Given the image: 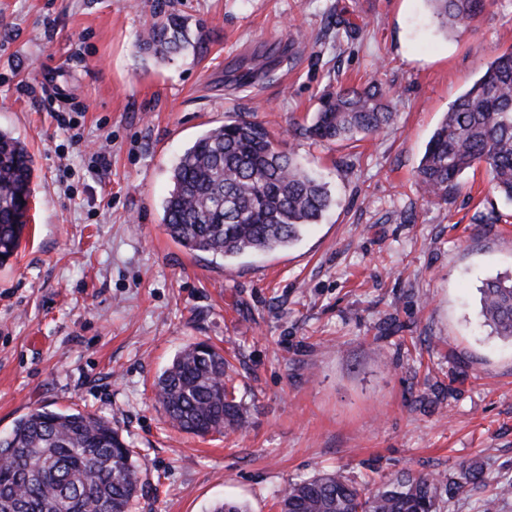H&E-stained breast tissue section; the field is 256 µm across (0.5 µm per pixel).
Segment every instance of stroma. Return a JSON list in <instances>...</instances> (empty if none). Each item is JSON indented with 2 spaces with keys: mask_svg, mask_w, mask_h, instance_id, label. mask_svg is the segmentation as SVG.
Returning <instances> with one entry per match:
<instances>
[{
  "mask_svg": "<svg viewBox=\"0 0 512 512\" xmlns=\"http://www.w3.org/2000/svg\"><path fill=\"white\" fill-rule=\"evenodd\" d=\"M163 13L200 49L139 50ZM510 47L512 0L448 34L425 0H0V128L35 161L0 267V436L35 408L111 420L140 469L132 512H280L288 484L334 470L369 489L434 473L442 512L491 497L512 512V341L479 313L484 282L512 281V201L482 166L441 205L414 177L449 105ZM374 79L391 129L300 135L324 90ZM247 114L333 205L288 249L189 253L163 225L171 171ZM198 341L231 365L238 432H182L156 400ZM471 464L481 482L460 484Z\"/></svg>",
  "mask_w": 512,
  "mask_h": 512,
  "instance_id": "stroma-1",
  "label": "stroma"
}]
</instances>
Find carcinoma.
Wrapping results in <instances>:
<instances>
[{
	"instance_id": "1",
	"label": "carcinoma",
	"mask_w": 512,
	"mask_h": 512,
	"mask_svg": "<svg viewBox=\"0 0 512 512\" xmlns=\"http://www.w3.org/2000/svg\"><path fill=\"white\" fill-rule=\"evenodd\" d=\"M446 32L478 18L488 0H426ZM189 45L181 18L153 21L142 46L167 56ZM395 112L386 91L370 81L318 98L301 127L306 138L353 140L390 127ZM32 156L27 145L0 130V265L17 252L28 225ZM486 166L495 189L512 200V48L445 112L415 171L430 202L447 200L462 173ZM163 206L168 235L190 252L224 260L283 249L315 224L331 203L325 184L293 153L274 146L264 124L238 118L198 136L171 173ZM486 325L512 339V284L500 279L479 289ZM224 353L205 341L186 346L157 381L169 422L200 437L246 424L243 406L224 382ZM0 512H131L141 483L130 448L102 416L37 408L0 436ZM444 480L405 472L372 492L339 472L295 482L280 497L281 512H440Z\"/></svg>"
}]
</instances>
